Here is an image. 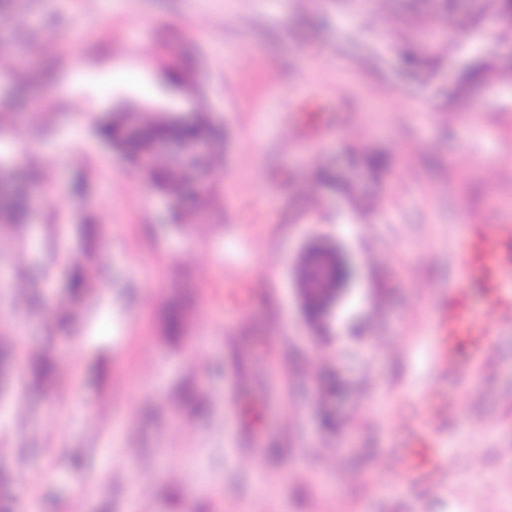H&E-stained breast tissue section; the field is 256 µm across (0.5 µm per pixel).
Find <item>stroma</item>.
Wrapping results in <instances>:
<instances>
[{
  "label": "stroma",
  "mask_w": 512,
  "mask_h": 512,
  "mask_svg": "<svg viewBox=\"0 0 512 512\" xmlns=\"http://www.w3.org/2000/svg\"><path fill=\"white\" fill-rule=\"evenodd\" d=\"M431 0L390 14L364 0H22L0 13V159L39 170L0 264V337L51 347L50 393L23 360L0 396V498L12 512H512V315L486 347L438 371V313L486 310L460 246L512 225V78L453 103L477 54L512 51L494 16L441 24L439 68L413 73L399 45ZM41 53L45 77L28 69ZM185 81L168 85L172 65ZM121 106L206 112L224 147L204 159L214 192L187 214L94 133ZM387 167L370 173L365 155ZM314 241L358 269L326 327L298 300ZM101 286L69 298L71 261ZM41 300L18 312L14 284ZM180 305V337L166 315ZM76 316L53 326L61 306ZM199 390L197 411L186 394ZM443 460L421 484L393 461L410 433Z\"/></svg>",
  "instance_id": "obj_1"
}]
</instances>
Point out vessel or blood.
Masks as SVG:
<instances>
[{
  "mask_svg": "<svg viewBox=\"0 0 512 512\" xmlns=\"http://www.w3.org/2000/svg\"><path fill=\"white\" fill-rule=\"evenodd\" d=\"M512 252V225L493 224L485 232L461 246V263L466 280L494 283L495 273L502 257ZM496 326L489 319H477L460 303L443 305L438 322L436 359L441 371L453 372L457 369L454 347L458 340L465 339L472 344H490ZM415 446H408L402 452L401 464L407 474L425 482L440 469L437 459H429L420 464L415 460Z\"/></svg>",
  "mask_w": 512,
  "mask_h": 512,
  "instance_id": "1",
  "label": "vessel or blood"
}]
</instances>
